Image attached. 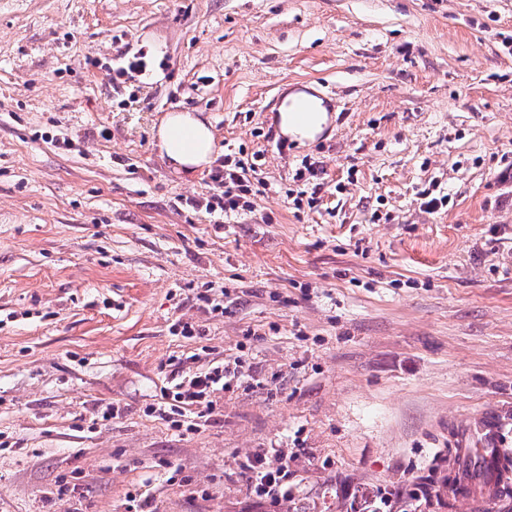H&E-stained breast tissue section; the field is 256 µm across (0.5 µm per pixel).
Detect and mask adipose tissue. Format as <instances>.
Wrapping results in <instances>:
<instances>
[{
    "mask_svg": "<svg viewBox=\"0 0 512 512\" xmlns=\"http://www.w3.org/2000/svg\"><path fill=\"white\" fill-rule=\"evenodd\" d=\"M288 112L280 113L282 131L291 140L314 139L321 133L328 116L321 98L297 92L287 98ZM158 140L163 155L173 167L188 173L212 163L215 136L210 124L190 112H171L158 128Z\"/></svg>",
    "mask_w": 512,
    "mask_h": 512,
    "instance_id": "ef3b65f1",
    "label": "adipose tissue"
}]
</instances>
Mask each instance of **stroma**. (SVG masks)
I'll return each mask as SVG.
<instances>
[{
  "instance_id": "1",
  "label": "stroma",
  "mask_w": 512,
  "mask_h": 512,
  "mask_svg": "<svg viewBox=\"0 0 512 512\" xmlns=\"http://www.w3.org/2000/svg\"><path fill=\"white\" fill-rule=\"evenodd\" d=\"M306 85L330 123L280 146ZM179 111L258 159L252 210L162 155ZM234 358L199 433L148 416ZM489 415L512 450V0H0V512H512L442 486ZM268 455L277 456L279 461L271 465L267 462ZM246 468L256 498L279 500L288 497V457L279 450L271 448L263 455H256L248 460Z\"/></svg>"
}]
</instances>
